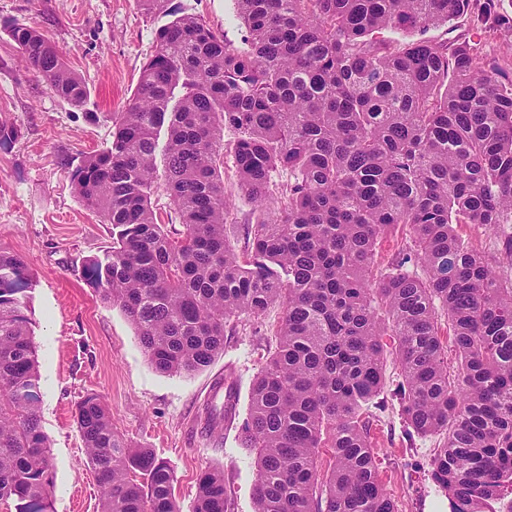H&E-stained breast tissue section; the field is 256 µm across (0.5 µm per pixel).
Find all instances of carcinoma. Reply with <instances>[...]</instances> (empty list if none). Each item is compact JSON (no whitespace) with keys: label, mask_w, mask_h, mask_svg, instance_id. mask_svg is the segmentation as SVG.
<instances>
[{"label":"carcinoma","mask_w":512,"mask_h":512,"mask_svg":"<svg viewBox=\"0 0 512 512\" xmlns=\"http://www.w3.org/2000/svg\"><path fill=\"white\" fill-rule=\"evenodd\" d=\"M235 2L246 29L237 47L192 15L158 30L131 103L109 115L112 141L72 169L76 193L112 225V247L84 261L88 284L168 375L209 366L231 317L282 306L241 432L257 451L255 512H397L362 417L384 386L385 336L407 426L444 434L430 468L451 512H512V77L466 41L369 39L472 16L512 48V15L497 0L476 14L474 0ZM6 32L56 95L87 103L83 80L35 27ZM226 128L245 196L284 198L252 225L246 266L226 232ZM160 191L182 229L159 223ZM393 224L409 226L412 245L380 267L376 246ZM458 224L492 231L497 260ZM33 289L24 259L0 247V512H53ZM74 420L100 512H180L167 462L119 435L98 395ZM227 510L224 471L202 473L194 512Z\"/></svg>","instance_id":"obj_1"}]
</instances>
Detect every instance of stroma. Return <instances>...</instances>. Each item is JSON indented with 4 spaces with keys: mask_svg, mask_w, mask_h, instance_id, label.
Instances as JSON below:
<instances>
[{
    "mask_svg": "<svg viewBox=\"0 0 512 512\" xmlns=\"http://www.w3.org/2000/svg\"><path fill=\"white\" fill-rule=\"evenodd\" d=\"M170 6L221 30L231 45H240L246 34L235 0H171ZM168 21L145 13L137 0H0V121L17 130L0 147V246L22 256L36 280L28 315L38 347L39 416L50 445L54 512H100L98 496L82 506L75 497L77 489L96 483L73 417L89 393L102 397L129 442L169 463L181 512H193L198 479L213 468L224 471L228 512H254L256 454L243 447L241 428L251 385L278 343L281 307L231 318L224 350L208 367L167 375L151 366L134 327L90 288L84 272L85 259L111 246L112 227L86 208L70 172L111 141L105 115L125 111L156 50L155 33ZM14 23L37 27L64 53L89 90L85 106L56 96L28 68L6 33ZM419 36L435 43L476 42L482 55L512 72V50L497 33L473 29L467 19L428 27ZM224 194L231 202V243L245 263L252 224L282 203L259 206L245 197L229 155ZM401 382L394 356L386 355L384 388L364 409L379 479L398 512H449L430 468L442 438L407 427L396 394ZM215 407L223 408L224 423L211 432L206 417Z\"/></svg>",
    "mask_w": 512,
    "mask_h": 512,
    "instance_id": "obj_1",
    "label": "stroma"
}]
</instances>
